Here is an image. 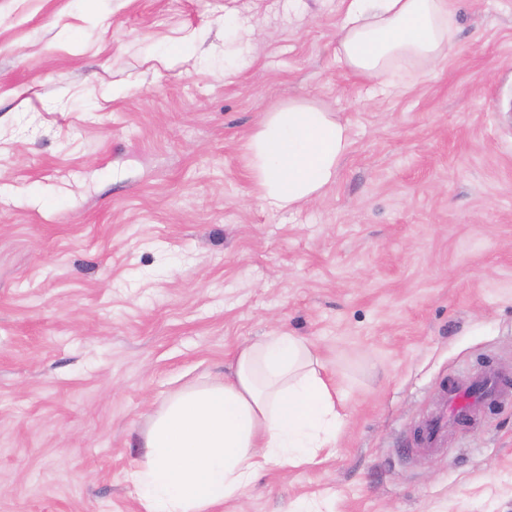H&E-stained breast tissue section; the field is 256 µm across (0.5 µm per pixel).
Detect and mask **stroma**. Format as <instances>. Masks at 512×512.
Listing matches in <instances>:
<instances>
[{
	"label": "stroma",
	"mask_w": 512,
	"mask_h": 512,
	"mask_svg": "<svg viewBox=\"0 0 512 512\" xmlns=\"http://www.w3.org/2000/svg\"><path fill=\"white\" fill-rule=\"evenodd\" d=\"M453 5L388 95L341 0H0V512H143L150 414L278 332L336 377V452L217 512H512V400L416 448L445 380L512 376V0ZM290 99L352 147L274 212L246 145Z\"/></svg>",
	"instance_id": "obj_1"
}]
</instances>
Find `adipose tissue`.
<instances>
[{
  "mask_svg": "<svg viewBox=\"0 0 512 512\" xmlns=\"http://www.w3.org/2000/svg\"><path fill=\"white\" fill-rule=\"evenodd\" d=\"M337 57L380 90H402L406 65H434L449 49V0H343ZM352 140L333 113L297 100L267 112L250 136L261 202L292 210L332 184ZM324 362L289 333L249 341L227 372L173 395L150 417L128 474L144 512H215L273 465L332 453L343 417Z\"/></svg>",
  "mask_w": 512,
  "mask_h": 512,
  "instance_id": "adipose-tissue-1",
  "label": "adipose tissue"
}]
</instances>
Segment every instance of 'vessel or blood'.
Returning <instances> with one entry per match:
<instances>
[{
	"instance_id": "b4317fda",
	"label": "vessel or blood",
	"mask_w": 512,
	"mask_h": 512,
	"mask_svg": "<svg viewBox=\"0 0 512 512\" xmlns=\"http://www.w3.org/2000/svg\"><path fill=\"white\" fill-rule=\"evenodd\" d=\"M511 385L499 375H477L444 385L442 407L420 428L418 448L437 452L443 447L450 428L478 418L486 408L495 405Z\"/></svg>"
}]
</instances>
